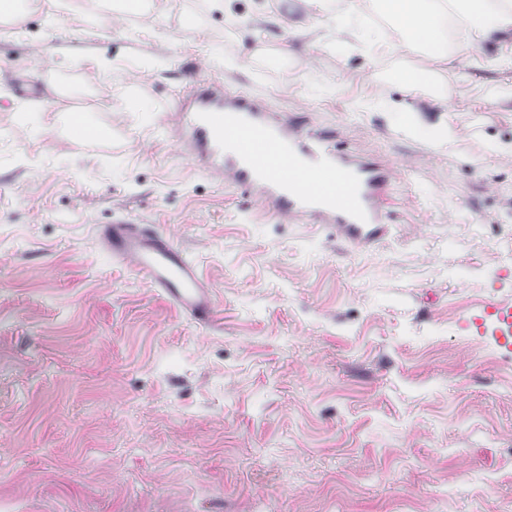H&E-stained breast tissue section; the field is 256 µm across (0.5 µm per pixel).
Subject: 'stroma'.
Listing matches in <instances>:
<instances>
[{
  "instance_id": "obj_1",
  "label": "stroma",
  "mask_w": 512,
  "mask_h": 512,
  "mask_svg": "<svg viewBox=\"0 0 512 512\" xmlns=\"http://www.w3.org/2000/svg\"><path fill=\"white\" fill-rule=\"evenodd\" d=\"M151 4L25 0L0 26V512H512V371L467 324L512 302V34L457 37L430 99L393 81L428 60L383 13L332 52L316 0ZM215 73L397 167L370 252L159 133ZM127 213L199 263L222 329L99 251Z\"/></svg>"
}]
</instances>
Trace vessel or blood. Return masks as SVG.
<instances>
[{
	"instance_id": "1",
	"label": "vessel or blood",
	"mask_w": 512,
	"mask_h": 512,
	"mask_svg": "<svg viewBox=\"0 0 512 512\" xmlns=\"http://www.w3.org/2000/svg\"><path fill=\"white\" fill-rule=\"evenodd\" d=\"M164 126L195 168L219 174L265 209L297 224L334 226L359 247L383 236L390 213L393 167L329 148L328 135L307 133L273 111L263 93L204 77L173 99ZM99 247L202 326L215 324L218 300L198 264L155 225L121 217L98 226ZM470 325L512 352V303L473 314Z\"/></svg>"
}]
</instances>
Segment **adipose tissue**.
I'll list each match as a JSON object with an SVG mask.
<instances>
[{
    "instance_id": "ef3b65f1",
    "label": "adipose tissue",
    "mask_w": 512,
    "mask_h": 512,
    "mask_svg": "<svg viewBox=\"0 0 512 512\" xmlns=\"http://www.w3.org/2000/svg\"><path fill=\"white\" fill-rule=\"evenodd\" d=\"M372 6L385 12L406 41L433 60L448 54L445 24L449 13L459 17L466 37L488 40L512 30V0H373ZM320 9L339 31L372 41L373 30L359 0H320Z\"/></svg>"
}]
</instances>
